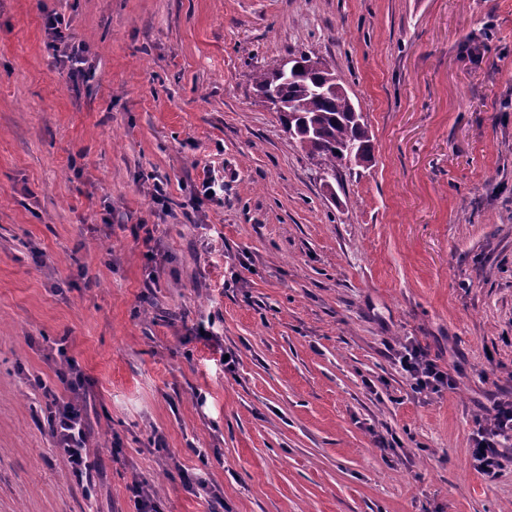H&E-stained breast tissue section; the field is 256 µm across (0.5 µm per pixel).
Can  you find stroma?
<instances>
[{"label": "stroma", "instance_id": "stroma-1", "mask_svg": "<svg viewBox=\"0 0 512 512\" xmlns=\"http://www.w3.org/2000/svg\"><path fill=\"white\" fill-rule=\"evenodd\" d=\"M300 52L373 143L329 190L254 104L253 70ZM211 163L223 201L183 209ZM404 343L457 389L413 393ZM61 347L89 486L32 384ZM511 392L512 0H0V512H136V481L208 512L199 475L224 512H512V464L471 461ZM46 29L48 30V34L51 38V46L56 52H64L69 50L67 59H70L74 64L82 62L79 56V53L82 52L83 46L72 42L73 36L71 34H66L62 31V28L59 26L62 24L61 17L54 14H47L45 18ZM63 48V50H62Z\"/></svg>", "mask_w": 512, "mask_h": 512}]
</instances>
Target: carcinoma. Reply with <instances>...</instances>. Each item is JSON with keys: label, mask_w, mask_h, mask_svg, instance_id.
Here are the masks:
<instances>
[{"label": "carcinoma", "mask_w": 512, "mask_h": 512, "mask_svg": "<svg viewBox=\"0 0 512 512\" xmlns=\"http://www.w3.org/2000/svg\"><path fill=\"white\" fill-rule=\"evenodd\" d=\"M290 65L301 70L282 79L272 68L254 74V105L278 112L290 137L318 160L329 188L337 167L369 159L367 123L354 116L357 108L325 61L302 55L291 59Z\"/></svg>", "instance_id": "1"}]
</instances>
